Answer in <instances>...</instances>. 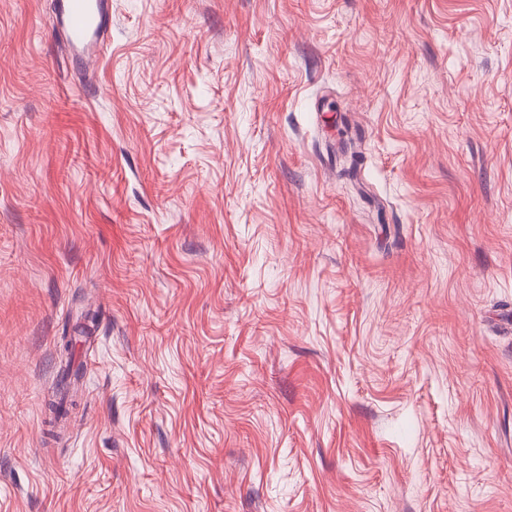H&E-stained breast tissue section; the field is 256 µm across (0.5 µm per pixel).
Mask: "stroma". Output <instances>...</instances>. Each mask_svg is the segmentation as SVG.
Returning <instances> with one entry per match:
<instances>
[{
	"instance_id": "stroma-1",
	"label": "stroma",
	"mask_w": 512,
	"mask_h": 512,
	"mask_svg": "<svg viewBox=\"0 0 512 512\" xmlns=\"http://www.w3.org/2000/svg\"><path fill=\"white\" fill-rule=\"evenodd\" d=\"M56 2L0 0V512H512V0H109L85 68Z\"/></svg>"
}]
</instances>
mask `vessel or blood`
Masks as SVG:
<instances>
[{"label": "vessel or blood", "mask_w": 512, "mask_h": 512, "mask_svg": "<svg viewBox=\"0 0 512 512\" xmlns=\"http://www.w3.org/2000/svg\"><path fill=\"white\" fill-rule=\"evenodd\" d=\"M108 20V0H59L51 26L78 57L88 59L103 45Z\"/></svg>", "instance_id": "obj_1"}]
</instances>
